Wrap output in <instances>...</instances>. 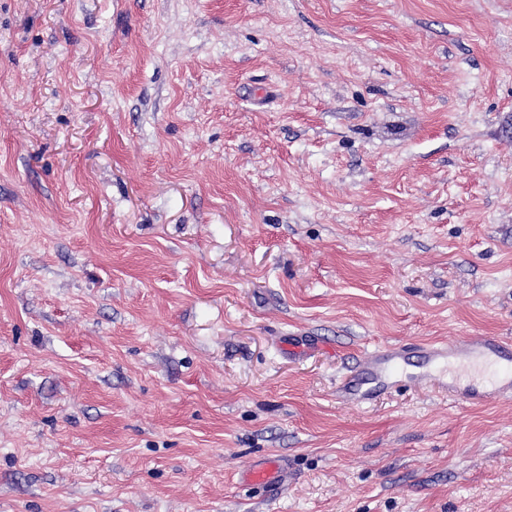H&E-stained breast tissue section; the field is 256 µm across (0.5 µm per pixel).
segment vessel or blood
Returning <instances> with one entry per match:
<instances>
[{"label":"vessel or blood","instance_id":"obj_1","mask_svg":"<svg viewBox=\"0 0 512 512\" xmlns=\"http://www.w3.org/2000/svg\"><path fill=\"white\" fill-rule=\"evenodd\" d=\"M427 372L417 375V382L442 374L445 366L461 368L484 367L491 369L489 387L459 386L449 383L448 389L461 402L482 404L494 397L512 394V342L499 337L471 336L453 345H429L423 352ZM410 361L405 346L394 344L369 354L361 363L356 375L343 384L341 391L346 400L359 402L370 395L372 389L385 386L390 380L402 376ZM281 460L272 459L251 463L241 471L243 481L259 484L277 491L285 482Z\"/></svg>","mask_w":512,"mask_h":512}]
</instances>
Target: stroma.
<instances>
[{
  "instance_id": "obj_1",
  "label": "stroma",
  "mask_w": 512,
  "mask_h": 512,
  "mask_svg": "<svg viewBox=\"0 0 512 512\" xmlns=\"http://www.w3.org/2000/svg\"><path fill=\"white\" fill-rule=\"evenodd\" d=\"M469 336L512 0H0V512H512V396L339 392ZM410 357L408 349L399 344L380 348L363 360L356 375L344 383L340 391L346 400L363 401L374 389L405 374ZM367 385L370 386L365 387ZM240 472L243 481L263 485L270 492H277L285 482L284 467L279 459L249 463Z\"/></svg>"
}]
</instances>
